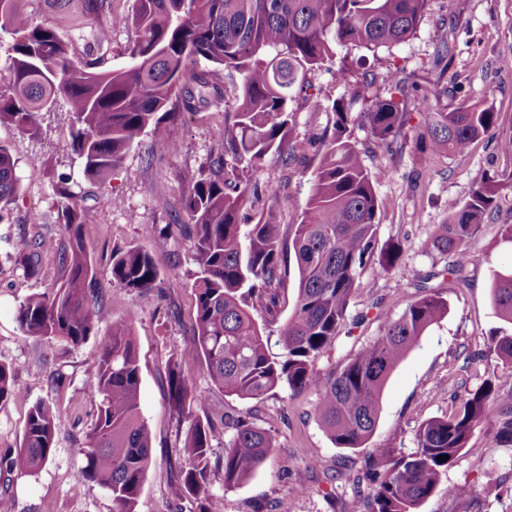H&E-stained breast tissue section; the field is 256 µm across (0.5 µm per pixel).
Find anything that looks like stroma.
Returning <instances> with one entry per match:
<instances>
[{"label": "stroma", "instance_id": "1", "mask_svg": "<svg viewBox=\"0 0 512 512\" xmlns=\"http://www.w3.org/2000/svg\"><path fill=\"white\" fill-rule=\"evenodd\" d=\"M132 3L112 0L111 10L79 26L61 22L58 0H26L24 12L30 21L54 27L80 57L93 43L95 23L110 27L112 44L101 54L106 67L118 69L127 64V49L134 39ZM336 55L353 61L355 79H372L373 90L380 96L394 93L386 77L396 70L411 94L442 91L441 111H453L463 102L490 106L499 113L500 126L476 140L465 154H435L424 170L418 159L425 144L418 133L427 121L426 112L408 111L406 137L388 149L378 146L364 126L353 125L352 137L367 167L383 173L376 186L378 240L399 239L406 248L391 274H377L372 265L362 272L348 308V317L357 320V327L351 334H340L326 353L314 359V366L326 375L340 371L380 334L384 319L404 312L417 297L416 286L423 277L442 289L448 313L422 336L388 379L377 426L360 448L332 443L315 414L313 392L284 388L260 401L229 398L212 384L203 367H195L191 383L202 396L195 408L198 417L217 422L228 412L243 415L272 429L277 443L252 478L232 489L224 486V449L216 447L209 478L210 512H353L355 477L363 475L379 455L412 452L416 430L426 420L451 411L460 388L473 390L490 379L498 387L494 406L512 403V370L504 368L488 349L491 332L501 325L491 300L492 272L512 266V248L500 236L501 225L512 224V191L501 192L472 239L463 283L445 274L447 257L420 248L445 222L449 201L467 199L472 185L481 179L512 176V157L497 147L499 136L512 135V70L502 65L504 59H512V0H429L416 34L405 43L375 53L340 48ZM309 79L307 98L293 104L294 132L301 137H316L331 128L333 101L350 98L352 92L351 84L338 78L331 63L312 72ZM224 115L223 105L215 104L162 123L103 182L87 177L75 156L57 149L64 113L44 114V135L39 141L0 124V144L10 148L21 180L12 220L0 224V362L10 366L23 393L22 399L0 407V448L17 446L28 411L37 401L55 404L62 419L50 460L38 471L12 474L13 512H112L109 491L77 478L84 464V434L97 411L92 394L97 337L72 348L23 336L16 322L22 302L61 281L54 256H43L32 273L17 261L12 244L22 235L59 234L61 227L53 222L55 184L63 175L69 177L82 209L84 236L97 263L98 286L110 319L121 321L129 312L137 314L133 334L141 365L140 407L152 434L151 465L139 512H197L196 501L176 493L174 459L188 424L173 414L167 383L176 353L193 341L196 295L190 243L176 235L166 251L156 254L164 287L160 293L113 286L110 265L114 249L148 246L165 225L186 223L182 195L223 149ZM161 138L177 143L178 151H163L157 144ZM319 158L314 149L306 158L289 163L272 153L262 167L261 199L254 209H275L283 249L281 299L276 312L258 309L252 316L264 335L273 338L296 297L291 238L302 220L301 206L310 193ZM103 196L109 198V205L100 204ZM33 212L47 215V223H29ZM377 299L383 302L378 310L372 306ZM495 428L490 418L475 431L419 512H512V447L495 444ZM300 477L306 480L303 492L296 485ZM457 485L469 486L471 495L449 496V487Z\"/></svg>", "mask_w": 512, "mask_h": 512}]
</instances>
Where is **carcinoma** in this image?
Wrapping results in <instances>:
<instances>
[{
  "mask_svg": "<svg viewBox=\"0 0 512 512\" xmlns=\"http://www.w3.org/2000/svg\"><path fill=\"white\" fill-rule=\"evenodd\" d=\"M428 0H133L135 39L128 64L101 68L102 61L76 56L50 27L22 18L23 0H0V35L10 40L5 59L8 90L0 91V123L32 139L40 138L41 113L66 108V134L58 148L75 155L83 173L107 179L149 130L186 111L226 101V87L213 79L219 68L239 77V93L224 126V152L211 172L193 181L182 199L188 223L176 225L191 241L195 265L196 313L193 342L173 360L168 373L171 408L190 421L177 457L178 492L209 512L208 481L214 442L224 435V487L247 482L276 449L273 430L244 416L226 415L218 425L194 416L200 396L189 369L205 366L224 395L260 400L279 387L313 391L316 414L338 448H360L373 434L382 390L391 374L427 330L448 313L442 290L420 286L421 295L338 373L328 377L312 365L347 326V310L357 280L370 263L389 273L399 264L403 244L377 247L378 176L368 170L350 138L352 104L364 103L359 117L372 138L390 145L404 134L407 106L429 111L420 137L427 149L419 164L448 150L466 153L479 137L499 128L491 107L461 105L434 112L439 95L384 98L373 82L356 83L350 103L333 101L336 121L318 146L321 154L311 193L302 207L292 249L298 271L293 311L279 331L281 353L274 356L251 311L279 304L281 246L272 211L242 223V211L259 191L266 155L285 162L315 147L293 134L296 95L308 75L336 58V47L371 52L406 42L417 30ZM62 177L56 184L57 220L62 239L18 237L17 259L35 271L43 252L58 255L62 283L30 297L17 310L25 336L58 339L79 346L96 334L107 313L97 288V266L81 233V209ZM21 189L16 161L0 144V223L10 219ZM512 190V179L476 182L463 202L448 203V217L422 243L452 259L446 271L458 275L469 244L497 196ZM167 229L145 248L112 253L111 276L126 291L160 287L154 255L168 248ZM494 310L504 326L489 337V349L512 369V270H495L490 285ZM134 316L113 322L99 341L95 364L96 419L84 437L85 464L78 472L112 496V512H138L152 449L141 416V367L132 332ZM496 384L488 380L458 398L453 412L432 417L415 433L413 452L384 455L362 476L366 491L360 512H418L442 476L490 416ZM22 397L10 368L0 364V407ZM494 435L512 447V405L499 409ZM60 416L49 402L29 410L17 447L0 455V505L12 508L10 475L33 471L54 454ZM445 456L443 461L437 457Z\"/></svg>",
  "mask_w": 512,
  "mask_h": 512,
  "instance_id": "cac0c4a2",
  "label": "carcinoma"
}]
</instances>
